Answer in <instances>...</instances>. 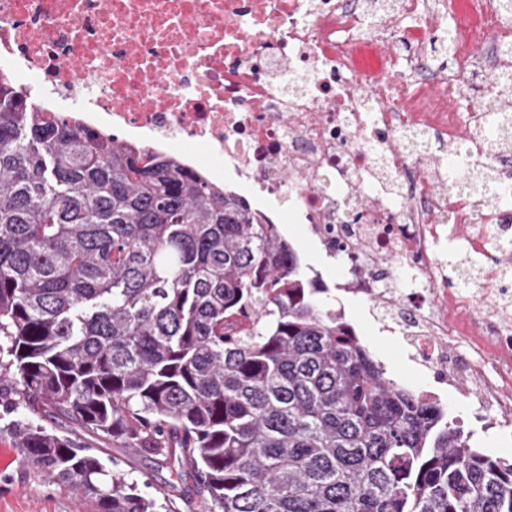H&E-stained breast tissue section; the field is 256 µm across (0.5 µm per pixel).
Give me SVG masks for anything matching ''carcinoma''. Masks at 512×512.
Returning <instances> with one entry per match:
<instances>
[{"instance_id":"obj_1","label":"carcinoma","mask_w":512,"mask_h":512,"mask_svg":"<svg viewBox=\"0 0 512 512\" xmlns=\"http://www.w3.org/2000/svg\"><path fill=\"white\" fill-rule=\"evenodd\" d=\"M2 378L15 408L198 475L204 512H512V461L386 375L277 225L0 73ZM13 437L99 512H172L61 431Z\"/></svg>"}]
</instances>
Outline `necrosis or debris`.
<instances>
[{"label":"necrosis or debris","mask_w":512,"mask_h":512,"mask_svg":"<svg viewBox=\"0 0 512 512\" xmlns=\"http://www.w3.org/2000/svg\"><path fill=\"white\" fill-rule=\"evenodd\" d=\"M463 34L449 71L438 20ZM512 27L498 0H0V70L34 105L108 134L140 165L159 155L256 209L307 227L436 385L512 413V209L450 194L435 141L496 116L478 77L502 64ZM384 49L355 61L357 47ZM386 79L371 83L374 65ZM481 257L476 288L448 285L445 244ZM472 337L469 351L453 341Z\"/></svg>","instance_id":"obj_1"}]
</instances>
